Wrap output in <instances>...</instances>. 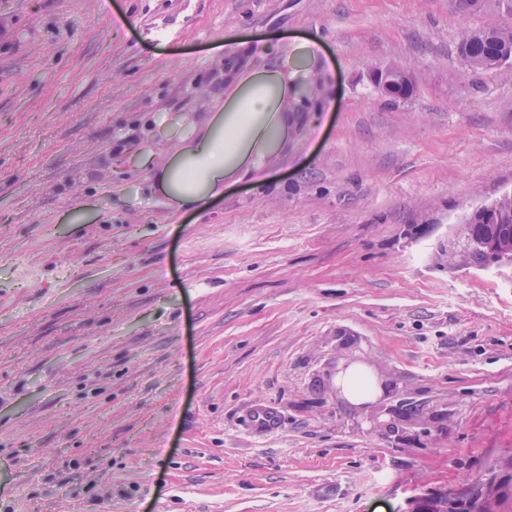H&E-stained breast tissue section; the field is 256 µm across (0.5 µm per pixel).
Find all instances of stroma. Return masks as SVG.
Wrapping results in <instances>:
<instances>
[{
  "mask_svg": "<svg viewBox=\"0 0 512 512\" xmlns=\"http://www.w3.org/2000/svg\"><path fill=\"white\" fill-rule=\"evenodd\" d=\"M497 8L0 0V512H415L512 479V265L448 260L512 191V77L459 55ZM270 34L317 37L335 104L272 180L171 214L119 158ZM355 363L379 419L336 386Z\"/></svg>",
  "mask_w": 512,
  "mask_h": 512,
  "instance_id": "obj_1",
  "label": "stroma"
}]
</instances>
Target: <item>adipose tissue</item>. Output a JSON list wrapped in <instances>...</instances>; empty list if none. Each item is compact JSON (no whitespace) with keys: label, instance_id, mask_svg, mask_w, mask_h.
I'll return each instance as SVG.
<instances>
[{"label":"adipose tissue","instance_id":"1","mask_svg":"<svg viewBox=\"0 0 512 512\" xmlns=\"http://www.w3.org/2000/svg\"><path fill=\"white\" fill-rule=\"evenodd\" d=\"M281 49L266 41L265 65L230 69L223 95L202 122L184 115L160 125L155 138L172 144L164 161H156L151 146L136 151V167L172 212H196L222 198L225 190L263 172L296 134L304 101L296 72L278 60ZM336 386L354 406L369 405L384 392L361 365L339 372Z\"/></svg>","mask_w":512,"mask_h":512}]
</instances>
